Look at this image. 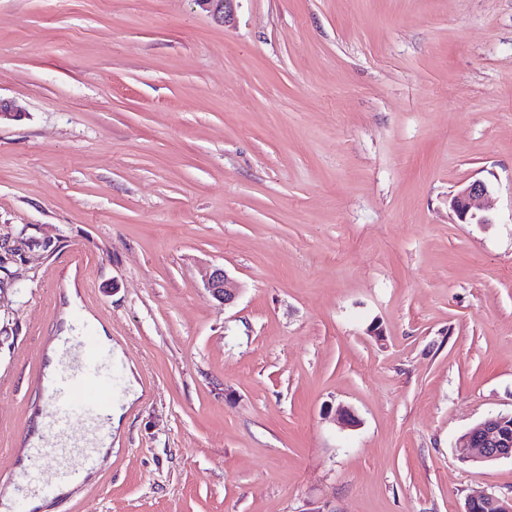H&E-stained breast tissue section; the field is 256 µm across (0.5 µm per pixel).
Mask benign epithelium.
I'll use <instances>...</instances> for the list:
<instances>
[{
  "label": "benign epithelium",
  "instance_id": "1",
  "mask_svg": "<svg viewBox=\"0 0 512 512\" xmlns=\"http://www.w3.org/2000/svg\"><path fill=\"white\" fill-rule=\"evenodd\" d=\"M194 2L218 23L225 26L234 22L236 0ZM489 195L487 184L481 180H474L451 195L450 207L463 223L490 224L492 220L488 216L477 213V203ZM203 283L212 297L225 305L231 304L237 296V285L222 267L206 269ZM458 452L461 459L468 462L512 459V413L491 415L469 429L460 439ZM479 506L487 508L488 512H512V497L502 498L493 494L471 496L466 500L463 512H472Z\"/></svg>",
  "mask_w": 512,
  "mask_h": 512
}]
</instances>
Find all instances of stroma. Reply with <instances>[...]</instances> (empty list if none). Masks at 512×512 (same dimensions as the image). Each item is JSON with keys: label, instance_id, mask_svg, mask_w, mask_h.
Listing matches in <instances>:
<instances>
[{"label": "stroma", "instance_id": "obj_1", "mask_svg": "<svg viewBox=\"0 0 512 512\" xmlns=\"http://www.w3.org/2000/svg\"><path fill=\"white\" fill-rule=\"evenodd\" d=\"M235 7L0 0V487L79 309L121 416L44 512L511 496L512 459L455 445L512 412V0ZM477 179L491 221L460 223ZM237 0H194L204 11L208 12L213 19L226 26L234 22V2ZM489 195L487 184L481 180H474L451 195L450 207L462 223L487 224L491 219L487 215H479L476 209L477 203ZM203 283L213 298L224 306L231 304L238 293V288L223 267H209L203 274Z\"/></svg>", "mask_w": 512, "mask_h": 512}]
</instances>
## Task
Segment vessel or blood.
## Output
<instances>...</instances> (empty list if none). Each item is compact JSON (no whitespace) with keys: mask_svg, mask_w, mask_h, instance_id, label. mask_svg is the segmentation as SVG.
<instances>
[{"mask_svg":"<svg viewBox=\"0 0 512 512\" xmlns=\"http://www.w3.org/2000/svg\"><path fill=\"white\" fill-rule=\"evenodd\" d=\"M116 367L111 351L102 347L96 336L87 333L73 344L64 345L52 363V380L47 400L51 414L43 422L39 441L27 449L29 464L22 473L15 496L21 508H28L32 497H56L61 485L74 482L79 474L65 469L55 484L38 480L45 462L76 452L86 463H94L108 434L112 415L113 382ZM84 415L90 422L86 436L79 441L65 437L72 414Z\"/></svg>","mask_w":512,"mask_h":512,"instance_id":"1","label":"vessel or blood"}]
</instances>
